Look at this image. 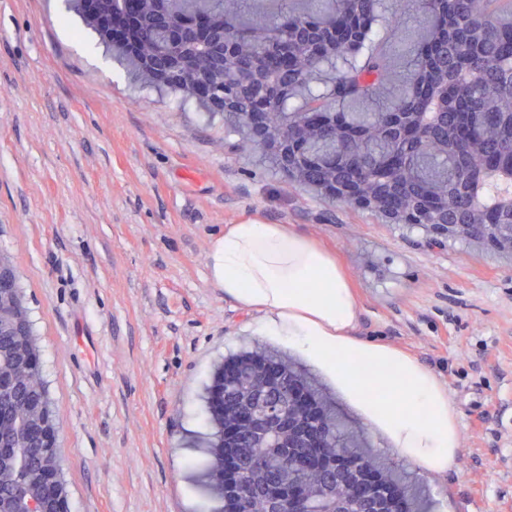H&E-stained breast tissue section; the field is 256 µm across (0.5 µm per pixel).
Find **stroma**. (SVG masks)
Returning <instances> with one entry per match:
<instances>
[{
    "mask_svg": "<svg viewBox=\"0 0 512 512\" xmlns=\"http://www.w3.org/2000/svg\"><path fill=\"white\" fill-rule=\"evenodd\" d=\"M241 222L331 251L358 337L445 385L461 454L441 480L326 385L428 512H512V256L332 201L226 132L223 113L140 86L67 0H0V253L39 339L68 512H205L192 463L217 366L264 345L303 362L210 279L214 241Z\"/></svg>",
    "mask_w": 512,
    "mask_h": 512,
    "instance_id": "stroma-1",
    "label": "stroma"
}]
</instances>
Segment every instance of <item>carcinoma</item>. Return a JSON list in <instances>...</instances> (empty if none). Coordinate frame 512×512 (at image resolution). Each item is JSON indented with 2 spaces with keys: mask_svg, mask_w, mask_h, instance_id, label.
I'll return each mask as SVG.
<instances>
[{
  "mask_svg": "<svg viewBox=\"0 0 512 512\" xmlns=\"http://www.w3.org/2000/svg\"><path fill=\"white\" fill-rule=\"evenodd\" d=\"M448 13L442 14L439 0H355L357 16L384 18L389 24L409 28L414 22L423 31L415 43L391 46L392 55L404 62L410 77L429 66V92H417L410 100L387 98L381 89L390 70L386 57L376 51L378 35L367 32L354 55H315L296 63L294 92L279 102L267 104L262 119L271 127L290 125L294 134L310 145L306 158V184H316L323 174L336 170L341 178L355 184L378 181L387 186L379 206L394 210L409 224L429 220L423 201L438 190L448 193V223L461 225L464 238L499 240L504 226H512V211L501 207V200L512 197V22H504L489 10L494 0H447ZM166 9L175 17H189L209 25L224 23V12L234 14L232 34L250 41L259 30L275 35L283 30L304 29L320 34L326 24L340 17L343 5L337 0H280L271 10H263L249 0H168ZM141 29L149 44L166 47L165 34L155 28L151 16L142 17ZM112 58L131 75L148 86L151 74L143 70L138 53L110 40ZM342 102L336 136L311 139L303 133V117L315 121V106ZM392 112H419L426 123L427 137L412 150L393 133V126L382 122ZM268 361L281 369L283 378L301 382L303 392L320 408L319 423L328 448L342 447L353 457L367 458L381 473L383 483L374 494L383 498L386 484L401 496L405 512H415L413 483L406 472L395 476L380 457L356 444L348 421L336 406L310 381L307 372L283 355L266 349L236 354L224 361L211 386L222 389L216 399H206L209 437L207 459L194 464L216 499L218 512H230L234 489L223 482L226 465L220 441L231 424L224 417V400L242 398L249 386L247 365ZM46 392L40 353L28 309L21 291L0 293V439H13L19 433L40 436L38 400ZM288 395L274 390L256 411H287ZM244 458L247 472L262 471L276 484L304 483L312 492L304 512H331L336 505H347L344 489L336 474L313 466L305 474L288 472V460L270 454L263 463L244 444L236 450ZM25 464L17 468L11 458H0V502L11 509L20 501L35 500V512H67L65 504L42 501L39 484L44 470L43 451L36 441L24 449Z\"/></svg>",
  "mask_w": 512,
  "mask_h": 512,
  "instance_id": "cac0c4a2",
  "label": "carcinoma"
}]
</instances>
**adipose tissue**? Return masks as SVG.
Segmentation results:
<instances>
[{
	"mask_svg": "<svg viewBox=\"0 0 512 512\" xmlns=\"http://www.w3.org/2000/svg\"><path fill=\"white\" fill-rule=\"evenodd\" d=\"M210 277L259 312L256 334L319 366L414 466L454 469L458 422L444 384L410 355L357 338L358 303L331 252L285 224H233L211 250Z\"/></svg>",
	"mask_w": 512,
	"mask_h": 512,
	"instance_id": "adipose-tissue-1",
	"label": "adipose tissue"
}]
</instances>
